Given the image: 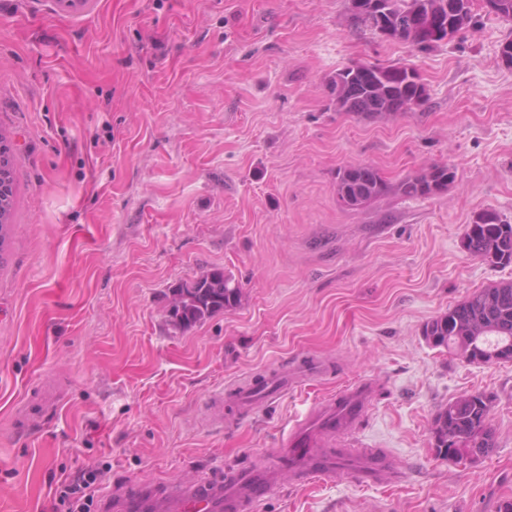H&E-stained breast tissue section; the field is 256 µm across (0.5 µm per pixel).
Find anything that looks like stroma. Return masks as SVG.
Wrapping results in <instances>:
<instances>
[{
  "mask_svg": "<svg viewBox=\"0 0 512 512\" xmlns=\"http://www.w3.org/2000/svg\"><path fill=\"white\" fill-rule=\"evenodd\" d=\"M349 0H0V131L14 156L0 266V512H43L62 471L132 484H215L279 467L258 512H496L512 498V363L429 347L431 318L512 265L471 257L474 214L512 222V20L425 53L351 27ZM416 67L427 103L374 121L327 84L358 63ZM390 183L452 168L430 197L350 210L340 167ZM214 268L244 298L184 332L169 289ZM320 378L216 400L273 370ZM376 385L359 437L390 474L302 480L275 450L291 423L357 381ZM492 396L498 448L476 465L433 446L459 396ZM400 480H393V472Z\"/></svg>",
  "mask_w": 512,
  "mask_h": 512,
  "instance_id": "1",
  "label": "stroma"
}]
</instances>
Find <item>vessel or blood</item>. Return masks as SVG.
I'll return each mask as SVG.
<instances>
[{"label":"vessel or blood","instance_id":"b4317fda","mask_svg":"<svg viewBox=\"0 0 512 512\" xmlns=\"http://www.w3.org/2000/svg\"><path fill=\"white\" fill-rule=\"evenodd\" d=\"M374 387L362 380L336 399L311 408L289 429L282 445L289 464L301 477L333 479L336 468L332 456L349 461L354 475L364 483L375 482L387 470L386 457L359 448H327L328 438L348 435L369 408ZM278 470L271 467L256 472L227 473L224 487L212 489L182 488L160 491L130 486L112 503L114 512H155L165 504L168 512H255L257 505L276 488Z\"/></svg>","mask_w":512,"mask_h":512}]
</instances>
